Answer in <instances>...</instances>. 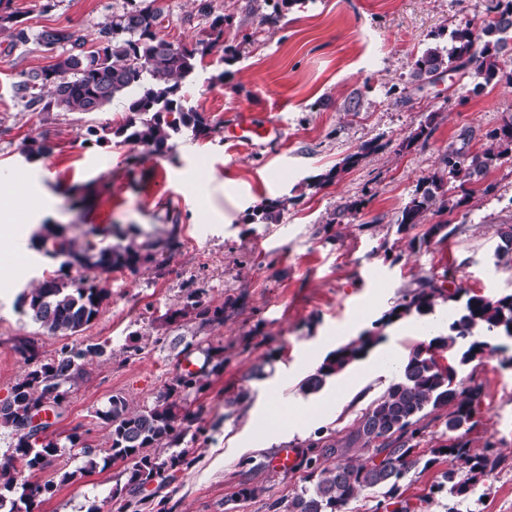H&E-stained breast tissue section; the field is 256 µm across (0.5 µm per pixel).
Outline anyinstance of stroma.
<instances>
[{
  "label": "stroma",
  "instance_id": "1",
  "mask_svg": "<svg viewBox=\"0 0 512 512\" xmlns=\"http://www.w3.org/2000/svg\"><path fill=\"white\" fill-rule=\"evenodd\" d=\"M204 1L225 18L224 44L204 58L187 97L214 130L179 140L162 156L88 141V127L125 120L123 105L91 114L36 112L15 97L14 86L28 72L53 65L59 50L13 42L0 30V207L37 227L61 225L78 243L99 248L114 243L107 232L113 225L156 237L174 230L182 243L162 266L108 275L111 296L77 340L108 342L114 356L90 365L61 415L49 418L63 448L52 468L28 480L42 483L66 471L75 478L59 485L40 512H115L120 465L83 472L81 457L65 443L81 429L91 443L106 447L108 430L95 413L112 396L152 403L187 364L197 363V355L166 345L120 357L140 336L196 335L191 318L165 320L185 283L206 286L212 305L239 297L244 304L209 333L224 347V367L208 377L198 399L205 433L195 444L194 464L177 488H146L168 512H268L270 502L300 489L304 469L279 471L278 452L290 447L304 455L318 429L351 426L396 373L360 362L312 395L301 393V381L338 344L377 326L407 356L422 334L403 335L399 324L381 320L420 279L439 281L448 272L455 286L471 292H512V262L496 257L500 232L512 225V158L483 182L466 184V202L447 215L455 229L447 240L414 250L408 235L397 231L418 181L435 171L460 131L472 130L469 148L478 151L488 145L487 132L512 115L506 82L475 95L472 77L450 70L420 81L412 71L427 48H450L452 31L473 26L489 0H293L278 12L256 0H158L161 35L180 46L209 41L210 20L199 12ZM123 2L0 0L30 31H76L88 52ZM243 111L279 120L281 136L258 147L227 143L224 127ZM426 121L432 124L427 141L406 146ZM38 135L53 151L26 160L24 145ZM354 153L358 163L342 169ZM334 168L338 176L319 184ZM18 170L27 174L22 191L13 183ZM270 199L285 203L279 222L252 223L253 210ZM355 200L360 209L333 223L337 209ZM31 240L25 231L15 237L12 249L24 260L0 278V400L26 371L14 351L18 340H36L48 357L64 343L44 333L19 302L54 269ZM459 377L484 387L468 435L471 448L493 443L507 466L480 482L473 496L452 500L430 491L447 466L442 460L411 472L404 497L414 512H512V366L503 365L501 355H486L463 366ZM242 389L247 400L231 405ZM292 405L309 408V415L293 431L267 429L274 412ZM244 484L259 490L246 502L238 499Z\"/></svg>",
  "mask_w": 512,
  "mask_h": 512
}]
</instances>
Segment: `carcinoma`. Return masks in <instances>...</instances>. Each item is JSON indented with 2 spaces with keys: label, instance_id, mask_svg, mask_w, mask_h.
<instances>
[{
  "label": "carcinoma",
  "instance_id": "cac0c4a2",
  "mask_svg": "<svg viewBox=\"0 0 512 512\" xmlns=\"http://www.w3.org/2000/svg\"><path fill=\"white\" fill-rule=\"evenodd\" d=\"M155 2L124 0L122 10L113 13L101 30L104 46L92 52L84 51L83 36L68 29L48 28L32 35L19 25L16 15L0 14V29H10L17 42L27 43L33 38L46 46H70L68 54L50 68L29 72L16 93L42 112L88 114L104 110L115 100L126 101L130 116L123 124L88 128L99 146L137 143L163 156L172 142L187 133L195 138L209 135L214 127L188 104L182 88L195 74L198 63L223 39L224 16L213 17L210 28L214 39L210 43L188 49L160 35L162 9L153 7ZM488 11L498 22L485 26L481 47H476L478 37L471 29L458 30L453 35L455 45L448 52L429 48L416 59L415 75H433L452 64L476 79L474 93L492 82L512 84V70L503 71L499 63L507 46L506 34L512 28V0H494ZM488 137L491 144L481 151L448 146L438 168L417 185L398 220L399 233L426 226L422 235L410 239V248L451 236L448 222L428 225V216L450 213L465 201L449 195L448 184L478 181L497 161L512 154V115ZM51 150L46 138L37 136L27 141L24 154L33 160L48 156ZM282 206L281 200L267 201L254 210L253 219L274 224ZM140 236V229L131 226L117 234L118 243L97 248L90 243L79 245L58 225H42L33 235V247L59 267L22 294L26 314L51 336L70 337L83 331L97 319L109 298L103 274L127 271L136 275L142 262L156 260L162 265L181 247L174 233L142 241ZM73 268L83 270V276L69 278ZM208 293L209 289L200 286L182 289L178 308L169 320L191 314L200 331L224 324V306L212 305ZM462 294L460 288L451 291L432 279H423L385 316L388 323L394 317L417 319L433 313L442 302L454 304L444 332L411 348L396 366V379L370 401L351 429L314 433L307 443L309 455L303 459L305 481L311 486L273 500L268 504L269 512H346L349 503L365 490L382 492L396 506L394 512H410L409 502L402 499V482L421 463L428 468L439 458H448V469L440 472L432 492H445L453 498L473 494L480 480L503 466L504 459L490 451L492 444L478 453L465 439L475 425L484 391L474 380L464 384L458 372L477 357L497 350L489 337L512 338V294L487 297L474 293L463 302ZM382 340L381 332L366 331L336 348L300 383V391L306 395L319 392L328 380L364 358ZM107 346L106 341L66 344L50 358L43 357L33 340H22L16 346L28 370L0 401V427L16 436L12 453L0 461V509L37 512L41 503L53 496L57 484L74 477L64 472L57 484L21 482L25 473L52 466L60 452L59 443L46 434L48 424L34 432L28 429L29 419L43 406L62 408L68 391L83 381L87 366L104 356ZM196 350L203 359L201 371L177 375L152 404L135 406L122 396H114L108 409L96 412L109 429L108 447L92 445L83 432L67 437L69 447L79 449L84 458L85 471L125 464L120 475L126 482L116 486L112 494L117 512H141L132 505L143 503L139 495L146 486L155 482L170 486L177 481V474L194 463L192 449L184 442L188 438L193 443L204 432L200 426L203 406L191 409L190 397L204 391V378L224 366V346H216L204 336L196 342ZM443 353L448 354L445 364L441 362ZM448 405L452 411L443 422L439 442L429 450L431 458L425 461L417 452L427 428L425 419Z\"/></svg>",
  "mask_w": 512,
  "mask_h": 512
}]
</instances>
